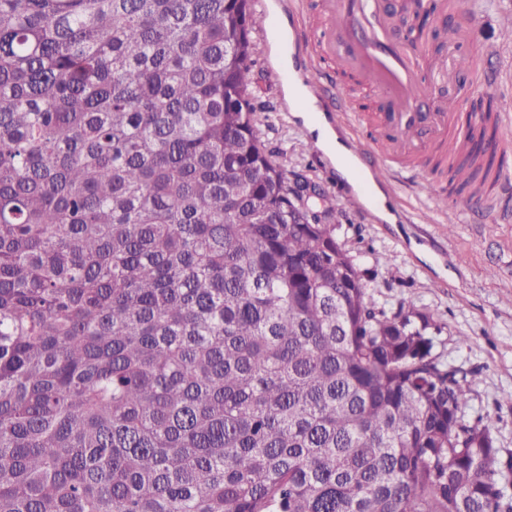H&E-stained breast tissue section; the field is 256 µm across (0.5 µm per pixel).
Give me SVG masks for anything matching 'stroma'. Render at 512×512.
Returning a JSON list of instances; mask_svg holds the SVG:
<instances>
[{
    "mask_svg": "<svg viewBox=\"0 0 512 512\" xmlns=\"http://www.w3.org/2000/svg\"><path fill=\"white\" fill-rule=\"evenodd\" d=\"M281 24L260 42L253 56L251 93L268 147L288 172L318 185L336 207V234L355 258L374 301L394 312L419 310L442 331L434 352L461 369L470 387L467 421L488 416L503 457H512V193L500 195L492 212H468L429 194L432 181L422 173L419 187L386 183V205L395 223L364 208L370 188L365 177L346 179L319 146L315 121L336 125L342 140L355 141L366 130L355 120L337 121L327 98L290 96L302 84L291 46L292 32L310 22L308 10L283 11L270 0ZM512 17V0H499L493 12L462 18L466 36L434 38L444 54L483 53L486 69H501L502 83L492 98L497 113L512 114V46H500L499 27Z\"/></svg>",
    "mask_w": 512,
    "mask_h": 512,
    "instance_id": "stroma-1",
    "label": "stroma"
}]
</instances>
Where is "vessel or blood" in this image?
<instances>
[{"instance_id":"obj_1","label":"vessel or blood","mask_w":512,"mask_h":512,"mask_svg":"<svg viewBox=\"0 0 512 512\" xmlns=\"http://www.w3.org/2000/svg\"><path fill=\"white\" fill-rule=\"evenodd\" d=\"M410 7L411 0H319L318 24L295 36L306 56L302 74L311 96L327 94L333 72L320 62L329 59L337 71L351 73L361 87L382 99L384 109L372 115L371 131L360 151L361 156L379 159V166L371 170L378 182L388 178L387 163L416 171L437 155L450 156L465 148L457 134L465 108L455 91L459 64L442 61L425 72L429 33L414 43L397 33V16ZM428 77L453 89L446 105L434 112L427 111L421 95Z\"/></svg>"}]
</instances>
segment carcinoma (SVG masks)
<instances>
[{
    "instance_id": "1",
    "label": "carcinoma",
    "mask_w": 512,
    "mask_h": 512,
    "mask_svg": "<svg viewBox=\"0 0 512 512\" xmlns=\"http://www.w3.org/2000/svg\"><path fill=\"white\" fill-rule=\"evenodd\" d=\"M251 0H0V512H512V460L290 198ZM460 189L498 181L471 105Z\"/></svg>"
}]
</instances>
